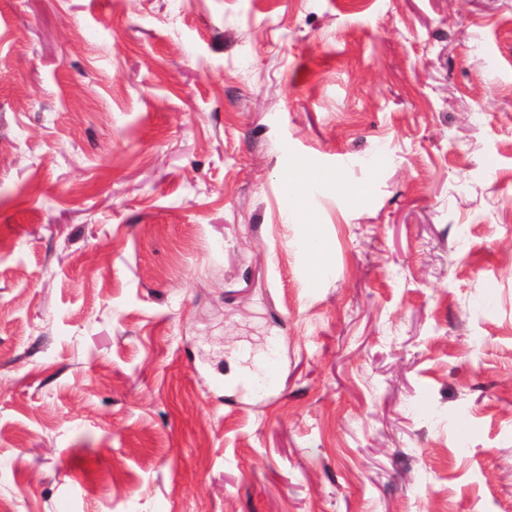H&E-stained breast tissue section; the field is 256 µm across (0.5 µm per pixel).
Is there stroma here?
I'll use <instances>...</instances> for the list:
<instances>
[{"mask_svg":"<svg viewBox=\"0 0 512 512\" xmlns=\"http://www.w3.org/2000/svg\"><path fill=\"white\" fill-rule=\"evenodd\" d=\"M511 505L512 0H0L6 512Z\"/></svg>","mask_w":512,"mask_h":512,"instance_id":"1","label":"stroma"}]
</instances>
